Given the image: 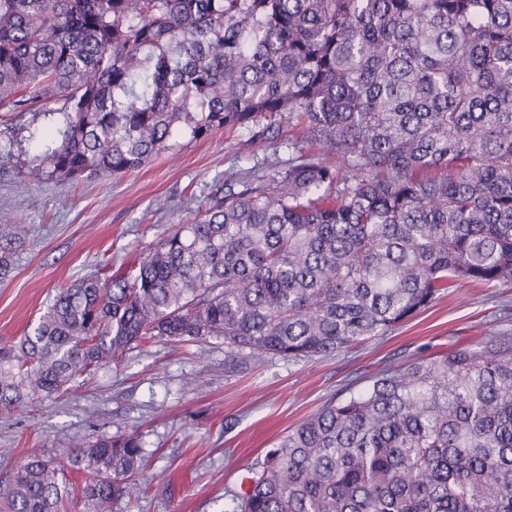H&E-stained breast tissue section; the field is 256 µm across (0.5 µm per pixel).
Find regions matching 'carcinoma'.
I'll return each instance as SVG.
<instances>
[{"mask_svg": "<svg viewBox=\"0 0 512 512\" xmlns=\"http://www.w3.org/2000/svg\"><path fill=\"white\" fill-rule=\"evenodd\" d=\"M57 105L36 183L121 176L261 117L315 151L224 173L126 271L61 289L0 346V413L151 338L224 368L382 336L461 282L512 283V0H0V112ZM0 214V278L24 246ZM139 435L28 457L4 512H112ZM87 472L75 490L67 472ZM224 512H512V337L387 369L268 450Z\"/></svg>", "mask_w": 512, "mask_h": 512, "instance_id": "obj_1", "label": "carcinoma"}]
</instances>
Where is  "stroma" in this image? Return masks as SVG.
<instances>
[{
	"label": "stroma",
	"instance_id": "1",
	"mask_svg": "<svg viewBox=\"0 0 512 512\" xmlns=\"http://www.w3.org/2000/svg\"><path fill=\"white\" fill-rule=\"evenodd\" d=\"M50 118L0 116V212L23 216L29 235L0 280V344L18 340L59 289L99 270L114 272L204 210L225 171L269 170L297 156L294 131L261 137L242 128L177 138L173 150L119 177L79 182L24 176ZM489 336H512V287L462 285L386 335L331 355L265 357L224 369V341L164 338L82 375L61 397L0 418V489L30 455L62 458L76 443L128 432L146 455L116 512H224L241 479L277 441L326 402L365 390L372 372L447 355Z\"/></svg>",
	"mask_w": 512,
	"mask_h": 512
}]
</instances>
